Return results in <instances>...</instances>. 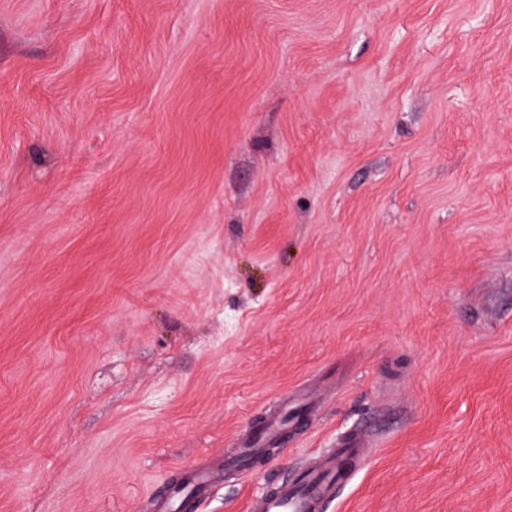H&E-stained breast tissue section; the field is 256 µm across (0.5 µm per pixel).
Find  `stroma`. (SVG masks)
Returning <instances> with one entry per match:
<instances>
[{
	"instance_id": "1",
	"label": "stroma",
	"mask_w": 512,
	"mask_h": 512,
	"mask_svg": "<svg viewBox=\"0 0 512 512\" xmlns=\"http://www.w3.org/2000/svg\"><path fill=\"white\" fill-rule=\"evenodd\" d=\"M512 512V0H0V512ZM286 411H288V406L268 422L260 440L255 442H253V440H238L237 445L240 447L238 455L226 460L227 467L236 469L243 468L251 457L263 451L264 448H260L263 444L275 442L279 428L278 422L281 419V415ZM332 448L303 477L273 483L256 498L255 512H321L336 498V492L347 486L353 469L351 461L358 457L360 444L348 439Z\"/></svg>"
}]
</instances>
